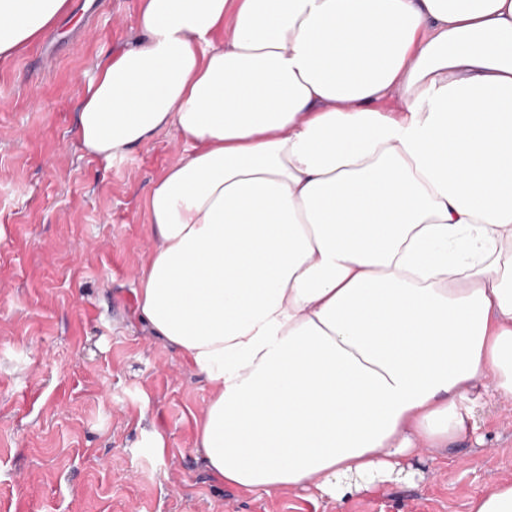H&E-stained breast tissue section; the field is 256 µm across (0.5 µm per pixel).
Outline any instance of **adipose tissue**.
Returning a JSON list of instances; mask_svg holds the SVG:
<instances>
[{
	"instance_id": "adipose-tissue-1",
	"label": "adipose tissue",
	"mask_w": 512,
	"mask_h": 512,
	"mask_svg": "<svg viewBox=\"0 0 512 512\" xmlns=\"http://www.w3.org/2000/svg\"><path fill=\"white\" fill-rule=\"evenodd\" d=\"M69 8L0 0V58ZM136 26L76 137L188 147L146 194L138 297L213 387L211 474L414 481L476 388L512 401V0H140Z\"/></svg>"
}]
</instances>
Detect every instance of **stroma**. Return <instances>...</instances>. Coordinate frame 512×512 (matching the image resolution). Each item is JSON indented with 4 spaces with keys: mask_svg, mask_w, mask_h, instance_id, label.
<instances>
[{
    "mask_svg": "<svg viewBox=\"0 0 512 512\" xmlns=\"http://www.w3.org/2000/svg\"><path fill=\"white\" fill-rule=\"evenodd\" d=\"M138 10L72 0L0 60V512H469L489 482H512V405L482 393L460 406L475 428L411 484L338 503L211 476L197 446L211 388L138 313L157 243L143 199L185 146L162 131L105 159L75 138L96 66L136 40Z\"/></svg>",
    "mask_w": 512,
    "mask_h": 512,
    "instance_id": "35a3bbf8",
    "label": "stroma"
}]
</instances>
